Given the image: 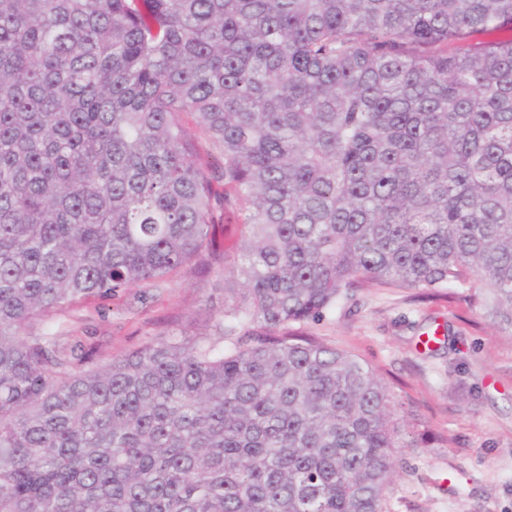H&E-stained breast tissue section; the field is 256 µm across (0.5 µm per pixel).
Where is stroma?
Segmentation results:
<instances>
[{"label": "stroma", "mask_w": 512, "mask_h": 512, "mask_svg": "<svg viewBox=\"0 0 512 512\" xmlns=\"http://www.w3.org/2000/svg\"><path fill=\"white\" fill-rule=\"evenodd\" d=\"M485 294L473 278L435 297L368 284L304 329L366 363L394 396L401 428L386 512H512V332L486 316ZM223 308V275L186 268L161 288L89 299L33 331L81 341L104 366Z\"/></svg>", "instance_id": "obj_1"}]
</instances>
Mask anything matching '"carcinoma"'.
Masks as SVG:
<instances>
[{
  "instance_id": "1",
  "label": "carcinoma",
  "mask_w": 512,
  "mask_h": 512,
  "mask_svg": "<svg viewBox=\"0 0 512 512\" xmlns=\"http://www.w3.org/2000/svg\"><path fill=\"white\" fill-rule=\"evenodd\" d=\"M506 29L512 0H0V512H384L391 392L290 326L473 276L512 330ZM206 256V332L104 367L30 332ZM240 231L238 224H226L223 231L217 228L216 244L226 256H232L238 250L241 243Z\"/></svg>"
}]
</instances>
